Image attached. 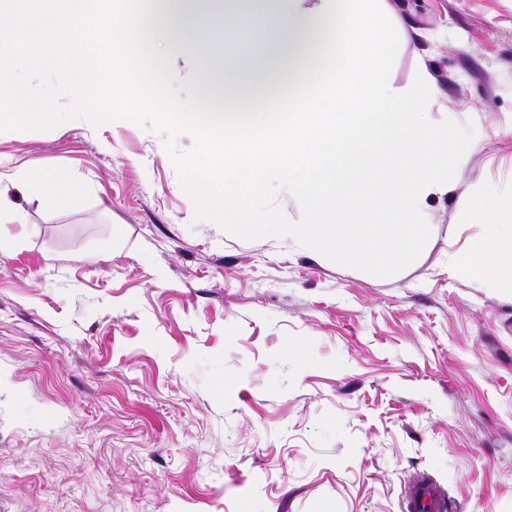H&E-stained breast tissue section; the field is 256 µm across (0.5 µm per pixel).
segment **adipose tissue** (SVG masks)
<instances>
[{
  "label": "adipose tissue",
  "instance_id": "adipose-tissue-1",
  "mask_svg": "<svg viewBox=\"0 0 512 512\" xmlns=\"http://www.w3.org/2000/svg\"><path fill=\"white\" fill-rule=\"evenodd\" d=\"M464 219L488 224L489 230L453 254L451 271L478 282L512 283V206L500 207L482 195L470 202Z\"/></svg>",
  "mask_w": 512,
  "mask_h": 512
}]
</instances>
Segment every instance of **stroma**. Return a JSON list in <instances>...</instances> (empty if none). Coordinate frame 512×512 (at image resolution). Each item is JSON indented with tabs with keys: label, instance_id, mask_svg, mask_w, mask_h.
I'll list each match as a JSON object with an SVG mask.
<instances>
[{
	"label": "stroma",
	"instance_id": "stroma-1",
	"mask_svg": "<svg viewBox=\"0 0 512 512\" xmlns=\"http://www.w3.org/2000/svg\"><path fill=\"white\" fill-rule=\"evenodd\" d=\"M477 133L433 235L388 278L195 220L160 134L71 120L0 132V512H512V285L450 276L512 202V0H399ZM62 174L47 202L33 173ZM405 511L447 512V491L428 473L416 472L406 481Z\"/></svg>",
	"mask_w": 512,
	"mask_h": 512
}]
</instances>
